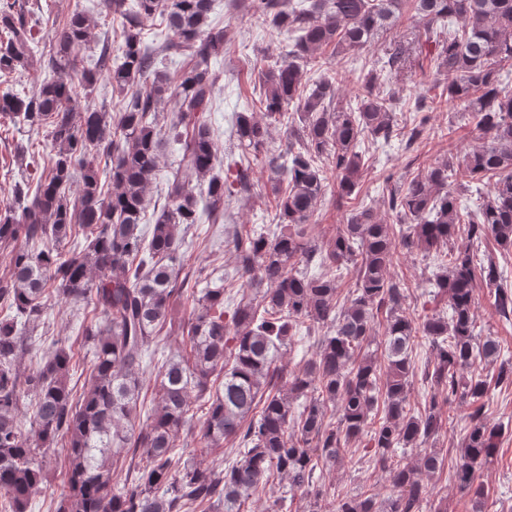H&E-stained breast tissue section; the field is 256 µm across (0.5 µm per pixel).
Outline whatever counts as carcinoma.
Returning <instances> with one entry per match:
<instances>
[{"mask_svg": "<svg viewBox=\"0 0 512 512\" xmlns=\"http://www.w3.org/2000/svg\"><path fill=\"white\" fill-rule=\"evenodd\" d=\"M134 2L130 12L126 0H102L126 23L100 39L92 69L77 59V49L94 38L87 14L73 13L40 53L30 10L0 0V74L25 70L36 56L42 71L34 90L0 96V114L15 126L47 129L54 150L36 184L15 183L13 201L0 206V249H11L10 273L0 277V301L9 303L0 316V512H27L44 479L43 458L58 445L67 467L56 512H244L275 483L307 500L304 512H421L446 457L426 448L401 465L397 453L437 435L455 402L471 411L452 479L481 503L476 471L498 448L499 430L483 416L488 385L477 365L496 362L501 347L476 330L474 292L484 284L495 312L512 316V287L492 256H478L489 240L512 251V85L505 80L512 0H415L421 30L386 50L347 100L336 76L303 83L304 66L328 47L366 45L404 0H253L288 34V45L260 73L262 116L248 108L233 113V137L247 159L264 150L273 124H291L296 114L302 127L274 166L285 183L275 227L236 224L229 236L239 296L230 306L222 279L200 290L179 281L186 257L180 225L199 223L201 200L212 223L224 220V178L214 174L218 147L208 118L219 92L208 60L224 53V29L208 27L214 0ZM157 15L170 34L160 44L142 33V20ZM171 55L193 63L170 77L160 65ZM408 74L435 84L444 76L448 86L446 97L417 107L406 147L429 112L461 104L483 144L460 153L450 142L425 173L391 190L397 223L360 203L328 248H317L308 232L315 208L329 189L341 202L358 194L364 138L400 139L389 78ZM101 78L122 97L121 111L111 115L93 104L75 111L77 88L90 92ZM168 102L175 116L162 129L157 117ZM166 144L178 146V160L166 182L167 205L146 232L141 224ZM76 179L72 200L67 188ZM464 191L476 195L470 210L460 207ZM71 237L82 238L80 246L61 249ZM399 246L433 253L442 269L430 279L428 301L444 309L419 326L404 313V289L390 275ZM346 271L355 283L341 304L338 280ZM46 294L102 316L80 332L92 357L90 386L77 397L67 384L71 350L56 349L32 371L20 368ZM177 295L194 301L193 313L181 328L182 347L158 368L152 407L138 427L143 363L160 344ZM381 314L380 364L369 348ZM316 327L324 334L315 338V357L291 373L278 365L288 345ZM419 335L432 358L423 373L428 400L415 415L406 397ZM25 393L35 399L27 420L20 411ZM198 399L208 408L197 452L237 445L220 471L179 465ZM355 442L368 466L389 473L388 496L369 488L343 496L326 487L324 472L342 465ZM137 457L135 476L117 480L116 464Z\"/></svg>", "mask_w": 512, "mask_h": 512, "instance_id": "1", "label": "carcinoma"}]
</instances>
